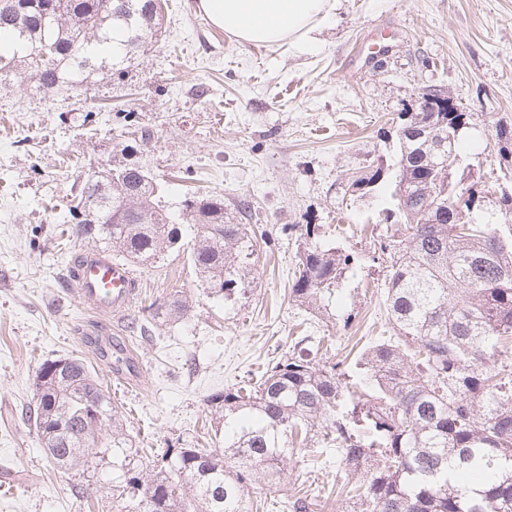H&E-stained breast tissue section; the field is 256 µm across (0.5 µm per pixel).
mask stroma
I'll return each mask as SVG.
<instances>
[{
	"instance_id": "obj_1",
	"label": "stroma",
	"mask_w": 512,
	"mask_h": 512,
	"mask_svg": "<svg viewBox=\"0 0 512 512\" xmlns=\"http://www.w3.org/2000/svg\"><path fill=\"white\" fill-rule=\"evenodd\" d=\"M166 3L161 32L121 74L107 75L106 58L35 97L0 87V480L14 481L0 512H116L111 455L85 477L54 467L36 442L26 414L45 360H85L134 447L159 454L205 443L207 395L302 337L320 338L324 358L340 362L381 335L389 194L350 185L393 168L402 117L424 93L443 90L468 114L459 152L474 176L494 173L512 189V158L501 159L497 137L512 126V0H337L315 43L277 48L239 42L189 0ZM120 161L148 169L168 206L219 194L229 217L265 233L252 289L233 305L200 296L186 253L134 265L140 294L112 327L139 360L129 382L85 345L100 320L66 280L72 257L92 247L71 236L68 207L87 174ZM306 224L355 257L341 292L351 324L288 297ZM176 292L192 303L186 319L132 333L144 307ZM296 459L315 512H346L315 448Z\"/></svg>"
}]
</instances>
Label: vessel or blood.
<instances>
[{
  "mask_svg": "<svg viewBox=\"0 0 512 512\" xmlns=\"http://www.w3.org/2000/svg\"><path fill=\"white\" fill-rule=\"evenodd\" d=\"M68 278L78 298L101 316H125L138 294V281L133 270L102 251L79 253L68 268ZM85 343L99 360L110 366L114 375L136 376L137 359L124 343L113 339L111 334L90 331Z\"/></svg>",
  "mask_w": 512,
  "mask_h": 512,
  "instance_id": "obj_1",
  "label": "vessel or blood"
}]
</instances>
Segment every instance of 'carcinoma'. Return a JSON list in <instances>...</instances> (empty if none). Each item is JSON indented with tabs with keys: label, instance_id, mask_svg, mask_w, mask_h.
I'll return each instance as SVG.
<instances>
[{
	"label": "carcinoma",
	"instance_id": "carcinoma-1",
	"mask_svg": "<svg viewBox=\"0 0 512 512\" xmlns=\"http://www.w3.org/2000/svg\"><path fill=\"white\" fill-rule=\"evenodd\" d=\"M163 19L154 0H15L0 6V33H11L24 55L0 54V83L15 82L25 97L62 87L96 46L116 43L118 65L127 47L157 35ZM434 116L447 120L453 140L417 137ZM467 125L465 112L411 113L398 135L395 174L378 168L351 184L362 194L386 187L394 201L387 212L394 230L380 243L394 335L366 345L352 370L325 361L321 341L305 336L256 382L207 396L217 424L209 447L139 460L85 361L69 358L72 370L60 379L51 373L55 361H45L30 408L38 446L55 466L84 473L99 449H112L119 467L112 495L124 512H256L267 503L251 498L253 484L281 482L296 444L310 442L336 455L339 489L354 499L349 512H512V197L485 212L471 183L462 209L448 210L467 179L456 174ZM79 203L96 219L78 220L71 233L129 262L184 246L160 183L138 165L87 175ZM180 205L198 288L236 302L249 291L258 227L227 221L219 195ZM300 238L289 299L325 315L355 257L324 247L317 224ZM190 308L174 294L152 318L176 322ZM276 505L312 512L304 494Z\"/></svg>",
	"mask_w": 512,
	"mask_h": 512
}]
</instances>
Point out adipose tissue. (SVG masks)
<instances>
[{
  "label": "adipose tissue",
  "mask_w": 512,
  "mask_h": 512,
  "mask_svg": "<svg viewBox=\"0 0 512 512\" xmlns=\"http://www.w3.org/2000/svg\"><path fill=\"white\" fill-rule=\"evenodd\" d=\"M213 25L240 41L278 47L312 40L335 0H196Z\"/></svg>",
  "instance_id": "obj_1"
}]
</instances>
